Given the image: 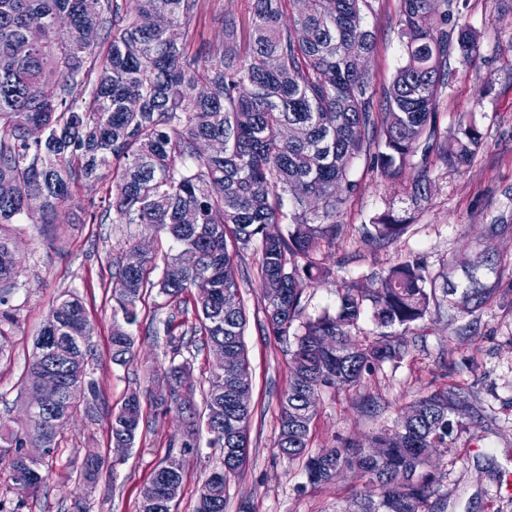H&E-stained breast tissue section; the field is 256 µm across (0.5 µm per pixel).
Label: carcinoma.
Returning a JSON list of instances; mask_svg holds the SVG:
<instances>
[{"instance_id": "obj_1", "label": "carcinoma", "mask_w": 512, "mask_h": 512, "mask_svg": "<svg viewBox=\"0 0 512 512\" xmlns=\"http://www.w3.org/2000/svg\"><path fill=\"white\" fill-rule=\"evenodd\" d=\"M400 37L405 60L384 93L385 111H373L374 92L357 59L374 51L364 24L371 0H307L304 13L283 22L284 8L296 0H251L252 44L240 56L235 19L226 16L224 41L191 47V30L202 0H0V230L6 224H52L57 209L82 181L112 174L110 189L93 219L99 224H134L165 234L175 252L163 264L148 254L136 265L125 257L136 249L128 239L112 273V362L134 358L132 327L150 274L161 269L158 295L164 305L186 313L194 305L198 324L171 316L164 333L173 356L187 347L185 336H203V345L222 343L237 357L231 371L214 369L203 407L182 408L152 396L156 411L176 412L182 423L180 455L198 447L201 433L210 448H237L239 459L222 458L203 480L195 512H225L230 480L245 467L253 415L252 378L244 342L247 317L236 257L258 255L261 309L268 334L292 347L288 388L280 398L275 447L288 461L302 463L307 482L319 486L343 469L364 480L346 512H435L429 499L437 479L428 470L434 455L465 428L455 388L417 400L414 414L382 426L371 441L378 455L342 439L330 448H311L316 405L308 397L324 388H355L406 345L388 329L423 320L436 300L426 267L415 259L396 262L375 288L344 282L339 305L302 317L306 290L333 276L323 251L341 238L342 206L357 192L354 159L391 179L407 175L410 160L437 139L435 108L448 84L450 58L473 63L477 36L450 25L456 0L436 17L433 0H399ZM68 26L60 40L58 22ZM55 72L54 84L43 81ZM204 84L208 93L196 94ZM82 107L67 105L74 93ZM44 127L40 141L29 127ZM224 141V151L203 156L199 144ZM457 150L444 156L459 166L482 145L479 130L461 123ZM40 195L44 208L30 213L27 199ZM270 224L285 229L271 238ZM404 225L382 218L366 236L393 243ZM18 260L11 239L0 233V356L15 322L11 298L17 290ZM371 312L379 337L352 343V331ZM93 327L74 295L55 301L34 341L28 387L48 368L64 386L87 382L85 407L95 418L97 392L89 379ZM155 377L171 392L193 386L186 363L171 364ZM113 445L131 448L143 432L141 395L132 392L109 413ZM59 433L38 416L22 431H0L14 449L8 457L17 488L35 496L43 487L45 461L19 462L24 448L53 453ZM168 455L139 491L138 512L162 493ZM106 461L90 451L81 471L93 487Z\"/></svg>"}]
</instances>
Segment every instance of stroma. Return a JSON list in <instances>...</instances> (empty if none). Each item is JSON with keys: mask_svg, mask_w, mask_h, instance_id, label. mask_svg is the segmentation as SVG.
<instances>
[{"mask_svg": "<svg viewBox=\"0 0 512 512\" xmlns=\"http://www.w3.org/2000/svg\"><path fill=\"white\" fill-rule=\"evenodd\" d=\"M462 2L459 21L476 32L479 57L471 64L450 60L453 75L437 97L438 138L428 155L412 159L414 169L426 172V195L416 196L410 181L388 179L365 158L355 159L352 177L359 180L360 190L339 217L348 231L324 254L334 276L308 289L306 312L313 316L337 307L341 283L376 287L403 257L426 266L440 305L402 333L408 348L402 360L386 363L360 388L320 393L311 444L326 448L340 437L368 442L373 430L392 423L415 400L462 385L468 391L466 428L436 463L437 493L444 498L445 512H512V0ZM204 4L197 34L222 41L221 20L233 16L238 50L247 53L250 0ZM365 24L375 37V49L363 66L378 104L403 62L399 0H373ZM463 118L475 122L482 145L467 165L451 169L440 155L455 149ZM110 183V172L101 170L98 179L79 183L72 200L59 207L55 223L5 228L21 260L12 298L17 323L0 355V424L6 428L26 425L28 360L60 294H76L94 327L91 376L110 409L120 407L130 391L150 387L151 369L171 359L165 336L150 330L168 315L151 291L139 306L133 362H112V263L131 230L123 224H97L89 216L91 202L104 196ZM387 213L408 229L395 243L382 246L366 238L365 227ZM257 266L256 253L243 251L238 268L250 281L243 290L248 319L244 340L254 413L248 462L231 480L225 512H239L245 502L253 512H342L361 490V480L351 475L310 486L301 463L288 462L275 446L290 356L287 344L266 331ZM370 396L376 397L378 408L367 406ZM143 414L142 436L115 469L100 472L95 488L85 489L79 475L87 450L113 458L109 423L106 415L91 419L80 410L61 431L38 495L15 488L3 465L0 495L20 503V512H75L81 501L89 512H135L141 487L167 457L168 440L177 429L174 416L157 415L151 405H144ZM219 461V449L204 445L184 456L178 512H195L199 487Z\"/></svg>", "mask_w": 512, "mask_h": 512, "instance_id": "35a3bbf8", "label": "stroma"}]
</instances>
